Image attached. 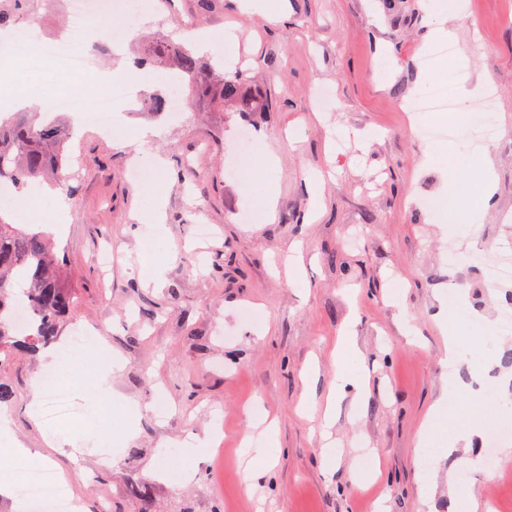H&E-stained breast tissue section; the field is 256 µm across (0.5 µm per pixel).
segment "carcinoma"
<instances>
[{
    "instance_id": "1",
    "label": "carcinoma",
    "mask_w": 512,
    "mask_h": 512,
    "mask_svg": "<svg viewBox=\"0 0 512 512\" xmlns=\"http://www.w3.org/2000/svg\"><path fill=\"white\" fill-rule=\"evenodd\" d=\"M30 2L0 0V28L29 21ZM145 63L176 71L187 80L192 98L211 112L268 109L266 95L252 87L245 72L224 73L162 34L142 44L133 65ZM71 137V128L59 117L47 120L39 112H18L0 119V185L17 193L36 181L66 185L62 172ZM72 305L67 270L51 240L0 219V355L34 351L50 342ZM22 309L30 315L23 332L16 319Z\"/></svg>"
}]
</instances>
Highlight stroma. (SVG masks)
<instances>
[{"label": "stroma", "instance_id": "stroma-1", "mask_svg": "<svg viewBox=\"0 0 512 512\" xmlns=\"http://www.w3.org/2000/svg\"><path fill=\"white\" fill-rule=\"evenodd\" d=\"M129 8L144 16V35L209 32L216 63L225 26H238L244 69L271 103L247 117L190 105L176 122L128 112L124 146L74 128L78 189L55 241L76 305L51 344L0 358V381L15 393L0 407L10 426L0 447L28 449L72 475L81 512H98L103 499L111 512H459L457 496L468 492L476 512H512V397L503 395L512 385V330H486L512 305V283L492 288L484 276L497 252L512 248V0H460L444 21L455 35L447 79L467 91L459 106L473 109L489 91L497 99L499 135L478 147L462 131L423 136L449 116L404 113L438 76L420 64L436 43L423 0H398L391 11L385 0H288L277 22L241 15L236 0H213L205 11L196 0H131ZM97 73L66 80L43 72L32 85L50 98L110 94ZM146 125L154 136L137 142ZM341 125L355 137L339 140ZM245 128L251 161L237 170ZM266 145L277 169L249 177ZM436 146L494 162L495 205L462 214L469 232L425 203L476 192L465 169L447 184L427 157ZM158 190L160 238L147 219ZM271 190L268 214L262 201ZM316 190L322 204L311 222ZM200 223L206 236L195 231ZM106 247L113 259L104 273L97 256ZM462 292L464 359L451 365L438 311ZM79 327L122 361L108 395L73 397L81 410L108 414L107 437L48 428L32 404L40 375L60 370L57 352ZM347 329L365 401L337 402L326 432L299 404L323 410L336 381V338ZM478 367L486 390L449 397V381L469 385ZM435 405L444 423L429 430ZM263 418L276 422L277 446L258 460L250 491L244 443L259 439ZM467 426L476 429L470 446L442 452ZM50 430L60 441L52 449L43 441ZM424 430L435 449L427 466L417 446ZM207 433L220 435L223 453L182 455L185 441ZM328 439L336 463L327 469L320 450ZM491 456L501 467L493 476Z\"/></svg>", "mask_w": 512, "mask_h": 512}]
</instances>
